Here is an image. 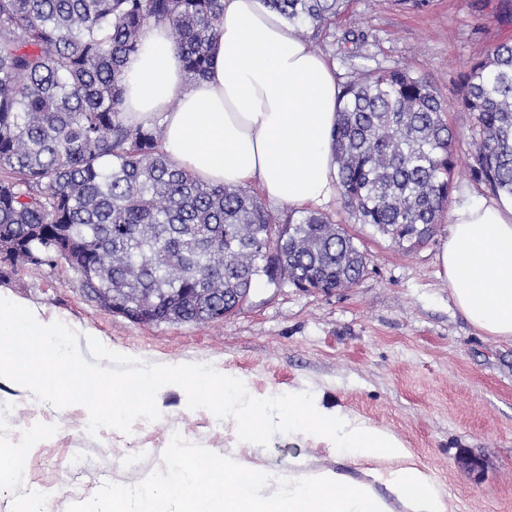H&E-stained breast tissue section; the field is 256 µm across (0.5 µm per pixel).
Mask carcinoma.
Returning <instances> with one entry per match:
<instances>
[{
  "label": "carcinoma",
  "instance_id": "1",
  "mask_svg": "<svg viewBox=\"0 0 512 512\" xmlns=\"http://www.w3.org/2000/svg\"><path fill=\"white\" fill-rule=\"evenodd\" d=\"M315 38L346 0H260ZM223 0H0V263L70 257L94 294L174 323L195 295L228 313L254 279L356 285L368 258L321 212L283 221L243 187L210 185L161 150L164 128L123 118L125 68L150 24L168 27L189 80L206 77ZM458 111L473 119L472 175L512 197V44L473 64ZM448 104L409 71L346 83L333 132L344 206L401 245L428 241L453 191Z\"/></svg>",
  "mask_w": 512,
  "mask_h": 512
}]
</instances>
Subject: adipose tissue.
Returning a JSON list of instances; mask_svg holds the SVG:
<instances>
[{
    "label": "adipose tissue",
    "instance_id": "ef3b65f1",
    "mask_svg": "<svg viewBox=\"0 0 512 512\" xmlns=\"http://www.w3.org/2000/svg\"><path fill=\"white\" fill-rule=\"evenodd\" d=\"M335 67L260 0H224L209 71L190 82L166 28L148 26L126 67L124 118L161 120L162 148L210 184L257 185L274 204L336 196ZM439 260L455 305L481 333L512 343V204L455 206Z\"/></svg>",
    "mask_w": 512,
    "mask_h": 512
}]
</instances>
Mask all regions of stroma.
Returning a JSON list of instances; mask_svg holds the SVG:
<instances>
[{
    "label": "stroma",
    "mask_w": 512,
    "mask_h": 512,
    "mask_svg": "<svg viewBox=\"0 0 512 512\" xmlns=\"http://www.w3.org/2000/svg\"><path fill=\"white\" fill-rule=\"evenodd\" d=\"M363 32L357 53L346 31ZM512 44V0H430L421 11L397 0H349L312 40L347 81L376 68L425 77L449 102L457 167L451 203L492 200L468 165L472 121L458 111L460 77L496 46ZM369 258L351 288L327 295L286 284L252 288L243 307L217 322L141 324L104 309L65 264L0 270V297L59 320L147 363L204 364L241 379L257 398L312 392L315 404L392 431L411 460L432 475L447 512H512V344L482 335L456 307L439 254L442 223L430 240L399 245L360 223L340 200L323 207ZM159 420L132 433L87 431L79 405L58 409L0 378V450L16 448L19 479L0 485V512H22L32 493L43 512H66L107 482L135 484L162 467L173 433L259 470H328L342 483H371L390 512H408L383 482L395 460L356 461L300 434L269 445L238 441L233 420L187 406L185 392L162 387ZM481 458L472 471L461 456Z\"/></svg>",
    "instance_id": "obj_1"
}]
</instances>
